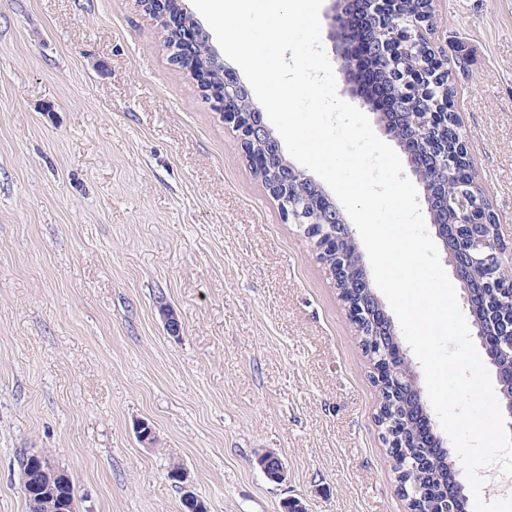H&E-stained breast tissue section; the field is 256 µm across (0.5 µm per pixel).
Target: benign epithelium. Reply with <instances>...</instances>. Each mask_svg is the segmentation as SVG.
Masks as SVG:
<instances>
[{"label": "benign epithelium", "instance_id": "7a95c632", "mask_svg": "<svg viewBox=\"0 0 512 512\" xmlns=\"http://www.w3.org/2000/svg\"><path fill=\"white\" fill-rule=\"evenodd\" d=\"M140 5L166 31L171 61L190 68L192 75L210 67H223L215 48L208 47V32L192 15L171 6V0H139ZM400 0H335L329 16V38L337 43V64L344 91L354 94L362 87L349 45L372 64L371 78L379 86L386 111L379 113L385 132L408 155L413 172L422 184L430 226L441 241L446 259L460 284L472 317L475 335L496 367L502 412L512 431V256L505 257L498 229L488 224V204L480 194L457 191L448 195V182L473 184L471 159L460 164L448 150L446 112L448 97L439 87L444 62L433 47L419 56L412 69L402 66L404 41L424 36L420 14L403 15ZM213 106L224 113V122L241 137L246 158L276 199L286 220L304 226L317 258H336L329 274L348 307L351 319L365 335L373 360V373L381 396L401 401L405 414L391 408L378 412L387 446L396 449L403 471L425 468L432 460L429 448L442 444L418 387L412 362L399 341L392 318L374 292L363 256L351 261L344 243L354 232L343 213L312 179L297 172L287 161L280 141L265 124L261 109L232 73L203 88ZM262 469L281 481L285 470L280 460L265 454ZM183 490V512H207L204 503L189 490L186 473L173 474ZM448 485L434 491L441 512H458L467 501L457 465L448 467Z\"/></svg>", "mask_w": 512, "mask_h": 512}]
</instances>
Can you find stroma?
<instances>
[{
    "label": "stroma",
    "instance_id": "obj_1",
    "mask_svg": "<svg viewBox=\"0 0 512 512\" xmlns=\"http://www.w3.org/2000/svg\"><path fill=\"white\" fill-rule=\"evenodd\" d=\"M435 9L512 251V0ZM371 372L325 265L137 0H0V512H27L31 453L76 512H181L175 465L207 512H408Z\"/></svg>",
    "mask_w": 512,
    "mask_h": 512
}]
</instances>
